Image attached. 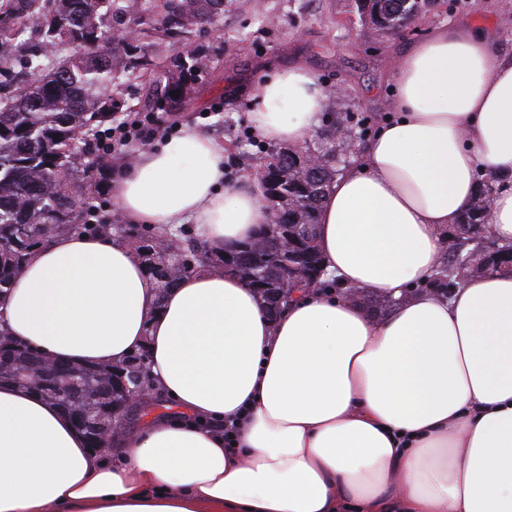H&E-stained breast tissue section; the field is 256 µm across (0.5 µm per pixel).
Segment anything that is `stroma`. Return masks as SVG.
I'll use <instances>...</instances> for the list:
<instances>
[{"mask_svg": "<svg viewBox=\"0 0 512 512\" xmlns=\"http://www.w3.org/2000/svg\"><path fill=\"white\" fill-rule=\"evenodd\" d=\"M507 15L512 16V0H429L408 29L388 34L364 24L356 0H224L223 14L192 29L179 46L164 38L142 45L148 69L101 94L114 100L120 118L154 112L163 124H191L222 142L234 182L269 146L252 131L251 92L272 72L301 63L324 90L346 86L347 111L367 116L374 134L395 110V71L409 45L450 23ZM198 46L209 50L206 70L180 87L175 105H156L155 87L177 73V51Z\"/></svg>", "mask_w": 512, "mask_h": 512, "instance_id": "1", "label": "stroma"}]
</instances>
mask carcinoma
I'll return each instance as SVG.
<instances>
[{"instance_id": "cac0c4a2", "label": "carcinoma", "mask_w": 512, "mask_h": 512, "mask_svg": "<svg viewBox=\"0 0 512 512\" xmlns=\"http://www.w3.org/2000/svg\"><path fill=\"white\" fill-rule=\"evenodd\" d=\"M425 0H358L362 17L380 32L396 33L406 28ZM182 22L173 23L168 10L160 19L140 28V39L157 33L178 37L193 27L212 22L224 13V0H178ZM141 12L130 0H0V75L13 72L16 61L10 48L22 46L29 28L42 33L38 53L23 60L25 78L9 95L0 94V294L9 288L25 265L30 251L63 233H110V224H91L95 196L85 193L75 179L80 159L99 136V128L113 120L115 106L96 89L120 79L148 62L137 53L138 42L112 41L110 30L121 27L117 18ZM99 40L101 45L80 56L70 54L58 64L52 58L58 48L75 40ZM209 62L208 49L198 47L178 58V81L203 72ZM359 117L336 113V121L312 146L324 163L307 170L296 161L297 152L267 149L269 163L257 164L264 188L276 182L280 194L273 201L270 219L258 225L257 236L266 237L273 224L318 225L319 207L340 174L344 144L334 131L349 128ZM496 187L489 177L478 184L476 196L459 217L457 226L476 224L490 206ZM124 234L138 238L146 250L145 267L164 296L180 278L224 256L199 241L179 238L171 228H149L131 224ZM178 242L177 253L167 243ZM462 236L448 252L433 284L448 293L460 282L458 260L467 256L475 271L484 265L485 252L462 249ZM7 383L63 406L74 396L68 410L90 448L105 447L112 439V407L119 405L126 387L153 391L144 353L131 356L121 366L66 365L47 358L25 345L17 346L0 329V384Z\"/></svg>"}]
</instances>
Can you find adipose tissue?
Masks as SVG:
<instances>
[{
  "label": "adipose tissue",
  "instance_id": "obj_1",
  "mask_svg": "<svg viewBox=\"0 0 512 512\" xmlns=\"http://www.w3.org/2000/svg\"><path fill=\"white\" fill-rule=\"evenodd\" d=\"M499 30L453 24L413 43L394 116L323 199L318 246L338 293L297 291L269 317L221 267L166 296L111 234L33 249L0 324L56 360L150 352L176 415L87 448L55 404L0 386V512H512V274L430 289L477 172L512 173V58ZM326 96L302 64L255 90L253 131L303 144ZM224 147L192 125L140 151L112 198L133 224H195L222 249L265 223L260 183H228ZM394 302L381 318L355 300ZM238 427L224 446L210 420Z\"/></svg>",
  "mask_w": 512,
  "mask_h": 512
}]
</instances>
